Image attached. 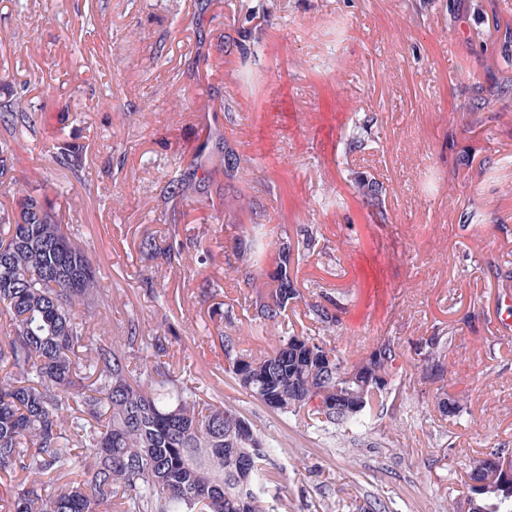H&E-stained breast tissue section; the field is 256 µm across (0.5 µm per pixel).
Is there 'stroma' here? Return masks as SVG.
<instances>
[{"label": "stroma", "instance_id": "1", "mask_svg": "<svg viewBox=\"0 0 512 512\" xmlns=\"http://www.w3.org/2000/svg\"><path fill=\"white\" fill-rule=\"evenodd\" d=\"M482 2L512 30V0ZM1 31L0 103L29 109L0 122V208L15 182L47 185L106 287L89 335L120 340L136 319L167 338L132 372L169 367L249 420L272 449L270 512H457L467 473L512 449V330L490 326L512 312V109L491 102L512 98V40L482 35L472 0H0ZM486 56L496 69L477 68ZM312 110L321 129L304 124ZM62 142L80 174L56 158ZM228 224L265 225L269 274L279 241L312 231L291 281L339 325L304 305L258 318L224 262ZM172 234L202 241L193 270L143 252ZM228 310L255 350L295 333L392 340L406 362L386 413L325 427L250 397L224 372ZM437 332L453 340L434 385L415 349Z\"/></svg>", "mask_w": 512, "mask_h": 512}]
</instances>
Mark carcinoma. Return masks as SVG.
<instances>
[{"label": "carcinoma", "mask_w": 512, "mask_h": 512, "mask_svg": "<svg viewBox=\"0 0 512 512\" xmlns=\"http://www.w3.org/2000/svg\"><path fill=\"white\" fill-rule=\"evenodd\" d=\"M42 195L17 190V208L0 209V472L18 471L24 482L0 495V512H261L269 493L271 449L239 413L171 390L165 369L127 378V349L148 342L139 321L127 326L123 344L90 341L73 310L106 291L83 249L63 230ZM264 235L236 234L231 249L250 268L261 317L271 320L300 299L291 287V243L278 251V271L262 277ZM155 257L193 269V255L172 239ZM224 371L245 392L284 414L301 412L326 426L361 425L380 416L404 354L388 339L370 352L341 351L311 336H276L268 352L244 347L232 321L218 332ZM452 337L432 336L419 346L424 360L440 361ZM358 380H346L349 368ZM386 382L376 392L377 380ZM334 402L336 413L317 405ZM82 416L73 417L74 407ZM93 463L85 477L48 490L44 476L67 470L71 448ZM482 475L470 476L469 512H512V475L494 474L487 458Z\"/></svg>", "instance_id": "obj_1"}]
</instances>
